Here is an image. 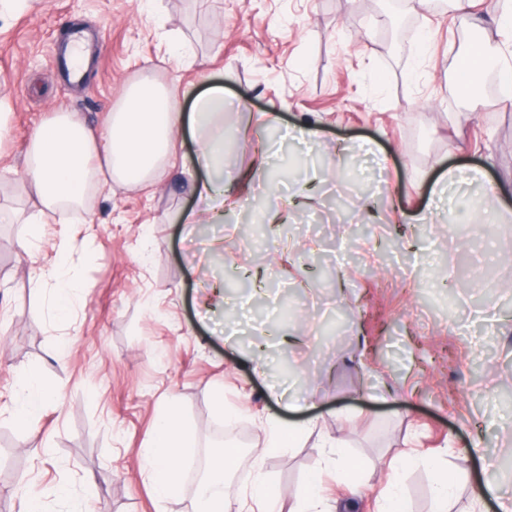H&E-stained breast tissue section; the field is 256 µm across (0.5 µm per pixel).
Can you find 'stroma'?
<instances>
[{
	"mask_svg": "<svg viewBox=\"0 0 512 512\" xmlns=\"http://www.w3.org/2000/svg\"><path fill=\"white\" fill-rule=\"evenodd\" d=\"M357 0H30L0 14V512H195L193 470L216 455L214 438L242 430L255 458L268 421L310 422L296 448L267 453L264 473L289 508L318 472L323 512H381L389 464L407 512H430L434 467L448 471V512H497L472 487L491 463L512 491V88L458 96L452 69L473 40L512 51L497 0L469 17L414 5L421 41L386 48V22ZM93 59L79 82L62 49L81 32ZM185 43L180 58L170 41ZM177 85L183 112L213 85L245 112L224 114V178L236 207L220 224L184 223L195 210L198 142L178 138L179 168L150 181L98 185L83 210L29 224L30 186L15 177L33 128L56 111L107 132L122 94L142 78ZM265 112L276 122L262 120ZM317 125L312 149L282 141ZM260 149L249 150L250 141ZM477 166L502 186L493 208L444 200L421 220L448 169ZM282 168L259 183L248 171ZM289 234L248 204H284ZM36 234L34 257L21 239ZM67 248L74 288L57 314L48 275ZM263 372H255L254 358ZM34 373L62 389L31 427L11 409L17 379ZM281 382L309 403L294 414L270 397ZM192 430L182 489L160 501L141 456L161 418ZM362 469L345 477L331 450Z\"/></svg>",
	"mask_w": 512,
	"mask_h": 512,
	"instance_id": "1",
	"label": "stroma"
}]
</instances>
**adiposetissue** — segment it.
<instances>
[{"label": "adipose tissue", "instance_id": "obj_1", "mask_svg": "<svg viewBox=\"0 0 512 512\" xmlns=\"http://www.w3.org/2000/svg\"><path fill=\"white\" fill-rule=\"evenodd\" d=\"M498 57L490 44L475 41L465 46L456 56L457 84L476 85ZM226 106L223 87L214 86L195 98L190 114H183L177 93L146 78L126 91L108 135H98L73 113H55L33 129L24 150L22 179L32 186L38 201L28 223H40L48 211L80 206L93 182H144L175 157L176 132L186 123L199 136L197 162L208 172L205 180L192 185L202 208L186 221L220 223L228 193L224 186V130L220 126ZM191 443L190 429L171 412L161 420L152 443L144 448L159 498L180 493L178 462ZM238 459V448L229 446L211 464L208 481L213 491L197 512H235L236 504L224 495L223 487Z\"/></svg>", "mask_w": 512, "mask_h": 512}]
</instances>
